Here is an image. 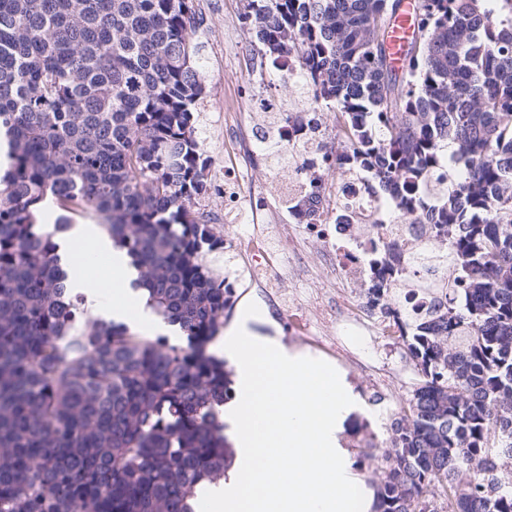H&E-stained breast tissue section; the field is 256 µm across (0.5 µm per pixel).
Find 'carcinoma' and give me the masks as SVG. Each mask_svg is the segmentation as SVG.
<instances>
[{"label": "carcinoma", "instance_id": "obj_1", "mask_svg": "<svg viewBox=\"0 0 512 512\" xmlns=\"http://www.w3.org/2000/svg\"><path fill=\"white\" fill-rule=\"evenodd\" d=\"M494 2L418 0L396 68L400 0H247L271 64L295 61L387 208L429 226L426 284L455 272L403 316L379 278L406 268L383 243L369 259L420 375L374 512H438L435 488L448 512H512V0ZM198 26L193 0H0V512H192L226 470L230 371L200 351L229 289L203 263L224 240L198 208ZM46 206L65 212L53 231ZM89 213L185 343L85 318L55 237ZM414 0H402L401 7L394 20L389 38V50L391 59L395 66L403 57L405 46L411 36L412 26L410 25V11Z\"/></svg>", "mask_w": 512, "mask_h": 512}]
</instances>
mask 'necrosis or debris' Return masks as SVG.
I'll use <instances>...</instances> for the list:
<instances>
[{
	"label": "necrosis or debris",
	"mask_w": 512,
	"mask_h": 512,
	"mask_svg": "<svg viewBox=\"0 0 512 512\" xmlns=\"http://www.w3.org/2000/svg\"><path fill=\"white\" fill-rule=\"evenodd\" d=\"M224 109L228 157L224 167V221L260 227L272 222L274 214L266 191L247 186L241 170L258 159L261 131L238 113L236 101H226ZM278 137L282 151L296 158L288 166L289 193L305 191L310 173L336 162V151L327 146L329 135L324 123H317L312 131L303 123H283L278 127ZM319 193L317 217L306 231L324 244L325 259L318 270L334 285V302L315 311L311 324L302 326L301 339L356 364L360 361L356 347L364 336L374 332L392 336L397 332L395 326L377 317L360 293L369 279L368 255L378 240L387 239L395 243L398 262L406 263L408 257L429 245V233L400 218L381 224L382 202L357 170H343L341 183L321 184ZM297 224V217L292 216L281 227L282 241L288 247L284 253L266 248L257 236L238 232L225 234L224 246L245 260L248 267L262 269L269 280L293 278L299 271L296 261L304 250L303 242L294 233ZM330 327L336 328V336L323 338L322 329Z\"/></svg>",
	"instance_id": "4bbe7bcc"
}]
</instances>
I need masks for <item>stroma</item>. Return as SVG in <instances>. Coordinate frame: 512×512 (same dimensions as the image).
I'll return each mask as SVG.
<instances>
[{
	"instance_id": "stroma-1",
	"label": "stroma",
	"mask_w": 512,
	"mask_h": 512,
	"mask_svg": "<svg viewBox=\"0 0 512 512\" xmlns=\"http://www.w3.org/2000/svg\"><path fill=\"white\" fill-rule=\"evenodd\" d=\"M194 5L200 19L198 38L204 45L201 73L206 85V94L194 118L206 161L205 177L210 185L208 194L200 200V207L209 215L212 226L220 232L224 229V102L233 97L237 85L247 81L250 63L258 58L259 51L247 32L231 29L232 21L241 17L244 11V0H194ZM331 292V286L315 273L290 283L279 282L269 291L247 288L235 310L225 314L224 325L231 328L241 320H248L254 335L286 341L289 352L321 359L325 356L324 351L306 346L298 338L290 336L288 326L309 321L315 307L327 302ZM275 293L293 296L280 319L271 315L275 307L271 296ZM364 356L369 362L397 371L399 378L388 388L383 402L375 405L370 401L369 383L364 371L357 366L347 365L343 368L361 411L345 422L340 435L342 446L348 449L355 447L362 419L377 424L373 457L363 461L361 468L353 472L355 479L363 485L377 478L388 449L385 426L391 416L400 414L406 408L419 381L413 359L397 341L381 336L366 341Z\"/></svg>"
}]
</instances>
